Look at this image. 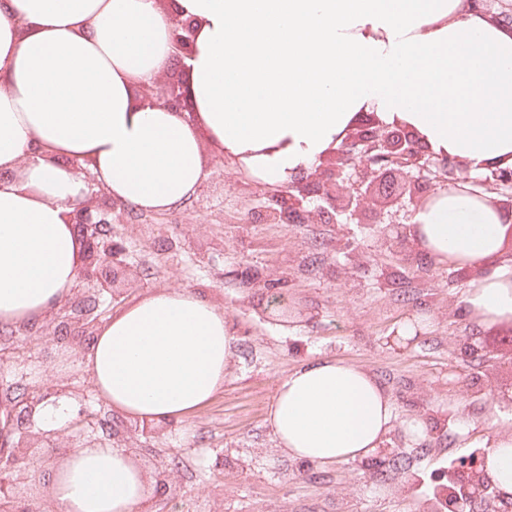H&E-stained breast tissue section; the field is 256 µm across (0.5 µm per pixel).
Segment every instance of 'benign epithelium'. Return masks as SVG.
Instances as JSON below:
<instances>
[{"label": "benign epithelium", "instance_id": "obj_1", "mask_svg": "<svg viewBox=\"0 0 512 512\" xmlns=\"http://www.w3.org/2000/svg\"><path fill=\"white\" fill-rule=\"evenodd\" d=\"M171 54L178 63L177 79L161 76L155 83H165L158 97L145 87L143 105L159 106L172 112L189 111L190 70L185 59L191 56L195 37L194 24L173 19ZM464 165L456 158L437 155L419 138L402 127L383 125L370 117L349 133L338 149V162L330 169H301L292 175L284 190L267 195V202L251 212L253 221L273 224H309L319 218L324 224H360L363 210L378 207V233L387 250L406 255L404 239L392 237L384 225L397 223L398 213L419 211L434 190L433 181L453 186ZM483 185L501 190L498 203L512 209V167H489L476 179ZM116 202L95 205L93 198L79 203L70 220L80 229L83 241V265L79 279L103 291L111 287L112 273L126 267L120 252L112 246L103 229L112 224ZM494 486L485 473V452H473L463 458L448 480V489L436 491L438 509L461 512L487 499Z\"/></svg>", "mask_w": 512, "mask_h": 512}]
</instances>
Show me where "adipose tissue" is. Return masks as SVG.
Wrapping results in <instances>:
<instances>
[{"label": "adipose tissue", "instance_id": "obj_1", "mask_svg": "<svg viewBox=\"0 0 512 512\" xmlns=\"http://www.w3.org/2000/svg\"><path fill=\"white\" fill-rule=\"evenodd\" d=\"M176 16L196 25L189 114L132 102L173 67ZM368 113L471 173L512 165V28L464 0H0V329L39 326L79 280L73 159L113 200L168 211L204 179L206 149L279 188ZM511 229L493 198L446 186L408 235L435 263L482 268L462 302L490 326L512 321L497 261ZM235 355L223 304L162 288L112 313L80 365L114 411L163 425L222 390ZM265 421L289 458L326 464L382 448L396 414L371 374L327 358L278 379ZM486 474L512 500L511 430ZM49 493L55 512H141L156 484L127 449L76 448Z\"/></svg>", "mask_w": 512, "mask_h": 512}]
</instances>
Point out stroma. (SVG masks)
I'll use <instances>...</instances> for the list:
<instances>
[{"instance_id": "35a3bbf8", "label": "stroma", "mask_w": 512, "mask_h": 512, "mask_svg": "<svg viewBox=\"0 0 512 512\" xmlns=\"http://www.w3.org/2000/svg\"><path fill=\"white\" fill-rule=\"evenodd\" d=\"M183 206L125 207L112 226L126 263L98 295L102 317L158 288L202 289L224 303L237 338L224 388L180 424L142 434L99 396L69 336L0 330V400L61 392L69 424L40 430L20 501L54 505L52 472L71 448L136 449L170 473L156 512H425L459 458L512 430V322L472 323L461 298L475 272L420 252L390 254L363 224L251 220L267 188L215 151ZM416 331L388 341L402 321ZM318 358L366 369L391 395L393 461L319 464L282 454L264 421L276 381ZM420 417L427 434L407 435Z\"/></svg>"}]
</instances>
